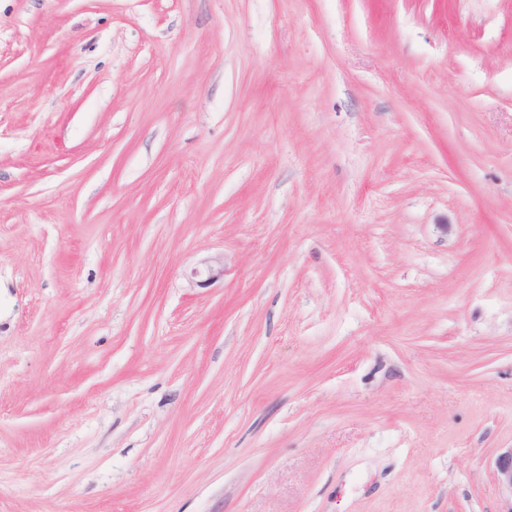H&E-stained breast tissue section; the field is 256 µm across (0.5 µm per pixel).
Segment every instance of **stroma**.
<instances>
[{"mask_svg": "<svg viewBox=\"0 0 512 512\" xmlns=\"http://www.w3.org/2000/svg\"><path fill=\"white\" fill-rule=\"evenodd\" d=\"M510 447L512 0H0V512H503ZM494 479L501 493L510 497V507L503 512H512V448H502L497 453Z\"/></svg>", "mask_w": 512, "mask_h": 512, "instance_id": "obj_1", "label": "stroma"}]
</instances>
